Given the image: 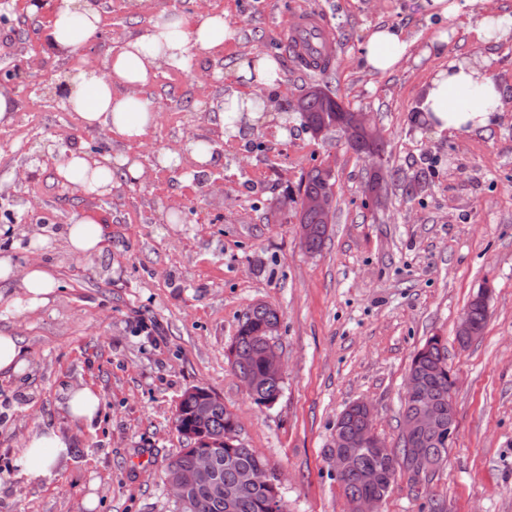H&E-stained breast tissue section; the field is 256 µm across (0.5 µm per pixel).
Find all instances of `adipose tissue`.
<instances>
[{
	"instance_id": "adipose-tissue-1",
	"label": "adipose tissue",
	"mask_w": 512,
	"mask_h": 512,
	"mask_svg": "<svg viewBox=\"0 0 512 512\" xmlns=\"http://www.w3.org/2000/svg\"><path fill=\"white\" fill-rule=\"evenodd\" d=\"M424 8L429 14L465 26L476 43L498 44L512 38V15L489 11L475 19L466 14L463 0H426ZM103 12L101 0H54L44 35L45 48L63 59L75 57L101 31ZM236 37V28L223 13L207 12L190 18L166 8L154 9L147 26L127 37L106 58L104 70L75 65L67 71L64 105L81 129L110 133L128 150L141 144L158 124L159 114L146 94L157 76L165 70L187 69L197 54L220 59L225 44ZM411 44L402 27H373L364 44L365 70L371 74L397 70ZM280 73L279 62L271 54L255 53L242 59L235 73L242 88L224 96L209 115L211 124L229 138L237 136L244 125L283 122L274 96ZM505 98L489 60H452L434 71L420 110L437 134L470 136L487 133L498 124ZM127 150L95 156L83 148H71L63 153L57 175L79 184L86 193H109L115 174L136 181L144 173ZM102 243L103 229L96 219L84 213L72 215L66 231V247L71 254H94ZM0 281L15 283L20 289L17 298L0 293V303L15 308H42L53 292V278L40 264L22 270L7 255L0 256ZM69 446V440L58 430L34 432L15 465L34 476H51L53 465L67 457Z\"/></svg>"
}]
</instances>
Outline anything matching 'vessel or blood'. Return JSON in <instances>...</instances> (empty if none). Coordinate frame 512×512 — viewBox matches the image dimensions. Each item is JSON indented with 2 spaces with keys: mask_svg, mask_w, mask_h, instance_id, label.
Wrapping results in <instances>:
<instances>
[{
  "mask_svg": "<svg viewBox=\"0 0 512 512\" xmlns=\"http://www.w3.org/2000/svg\"><path fill=\"white\" fill-rule=\"evenodd\" d=\"M324 26L321 16L308 10L295 12L286 25V43L303 69L322 71L331 67L336 57L335 45Z\"/></svg>",
  "mask_w": 512,
  "mask_h": 512,
  "instance_id": "1",
  "label": "vessel or blood"
}]
</instances>
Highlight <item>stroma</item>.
Returning <instances> with one entry per match:
<instances>
[{"instance_id": "stroma-1", "label": "stroma", "mask_w": 512, "mask_h": 512, "mask_svg": "<svg viewBox=\"0 0 512 512\" xmlns=\"http://www.w3.org/2000/svg\"><path fill=\"white\" fill-rule=\"evenodd\" d=\"M191 16L225 11L237 29L223 59L197 56L150 90L159 123L133 153L145 176H115L112 191L85 194L59 180L58 153L123 150L111 134L85 132L57 96L69 67L43 48L50 11L34 16L10 0L0 21V80L18 110L0 127V252L31 259L27 223L43 225L39 258L54 278L37 311L0 308V332L18 336L27 367L0 377V512H175L165 482L182 443L176 404L189 387L216 393L234 412L245 447L282 473L288 512H347L329 453L336 420L368 402L375 428L397 446L405 383L426 339L448 344L457 435L447 462L425 484L398 476L382 512H512V43H476L460 25L427 17L422 0H156ZM323 16L336 44L325 73L300 71L284 26L298 9ZM123 0H106L104 28L82 52L102 67L109 49L146 25ZM405 28L414 44L399 70L370 75L361 56L368 29ZM448 32L452 59H490L507 98L485 135L440 136L419 118L420 96L440 59L424 50ZM262 51L281 62L277 98L286 137L258 128L224 140L207 120L235 87L236 64ZM36 63L38 80L22 71ZM368 113L380 131L388 203L366 194L368 164L335 134L313 136L291 104L311 84ZM206 141L212 161L185 179L157 169L161 150ZM334 170L336 219L322 249L307 252L293 219L269 211L297 196L315 166ZM426 173L423 188L412 189ZM95 216L105 248L77 257L62 234L73 213ZM493 290L480 339L460 347L456 325L482 285ZM263 302L280 316L274 338L284 369L274 406L257 407L227 351L245 309ZM101 399L91 423H71V389ZM51 427L71 442L52 477L13 462L26 436ZM95 508H87V500Z\"/></svg>"}]
</instances>
